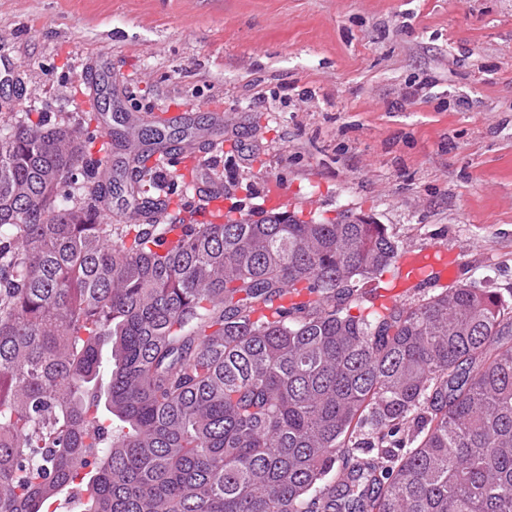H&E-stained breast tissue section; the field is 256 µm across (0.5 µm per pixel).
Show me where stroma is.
<instances>
[{
    "mask_svg": "<svg viewBox=\"0 0 512 512\" xmlns=\"http://www.w3.org/2000/svg\"><path fill=\"white\" fill-rule=\"evenodd\" d=\"M109 75L89 87L92 68ZM123 113L170 134L224 115L223 181L239 216L282 211L384 225L401 254L439 251L456 284L512 304V0H0V124L21 116L82 129L90 169L131 183ZM152 169L167 221L195 205L175 160ZM407 304L440 275L376 288Z\"/></svg>",
    "mask_w": 512,
    "mask_h": 512,
    "instance_id": "1",
    "label": "stroma"
}]
</instances>
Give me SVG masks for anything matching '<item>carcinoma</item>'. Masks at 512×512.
<instances>
[{"instance_id":"obj_1","label":"carcinoma","mask_w":512,"mask_h":512,"mask_svg":"<svg viewBox=\"0 0 512 512\" xmlns=\"http://www.w3.org/2000/svg\"><path fill=\"white\" fill-rule=\"evenodd\" d=\"M85 151L0 128V512H512L499 294L354 315L384 225L100 224Z\"/></svg>"}]
</instances>
